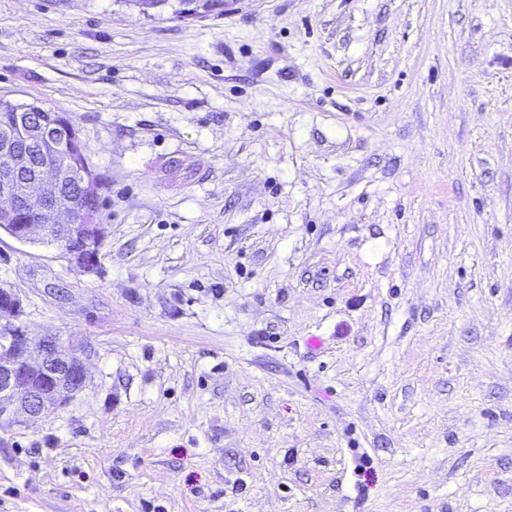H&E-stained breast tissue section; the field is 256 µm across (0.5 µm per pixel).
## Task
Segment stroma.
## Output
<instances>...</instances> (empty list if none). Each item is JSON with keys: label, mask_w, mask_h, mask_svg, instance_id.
I'll use <instances>...</instances> for the list:
<instances>
[{"label": "stroma", "mask_w": 512, "mask_h": 512, "mask_svg": "<svg viewBox=\"0 0 512 512\" xmlns=\"http://www.w3.org/2000/svg\"><path fill=\"white\" fill-rule=\"evenodd\" d=\"M0 98L108 183L96 272L0 230L88 376L0 512H512V0H0ZM33 109L39 117L47 124L58 125L57 128L74 125L72 120L61 112H55L52 109H45L34 104H13L8 101L0 102V139L2 141L6 136L13 135L16 132L14 121L15 112H25L27 109Z\"/></svg>", "instance_id": "stroma-1"}]
</instances>
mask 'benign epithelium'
<instances>
[{
	"label": "benign epithelium",
	"instance_id": "benign-epithelium-1",
	"mask_svg": "<svg viewBox=\"0 0 512 512\" xmlns=\"http://www.w3.org/2000/svg\"><path fill=\"white\" fill-rule=\"evenodd\" d=\"M35 115L27 113L24 120L32 125V132L53 142L63 154L82 141L76 128L45 129L33 125ZM10 169L0 171V214L13 216L23 203L34 198L31 189L24 191L13 182ZM81 187L98 195L101 181L97 170L89 165L75 173ZM57 179L48 168L40 169L30 183L40 192L43 205L35 224L14 225L13 238L32 240L35 229L44 232L50 241L58 244L68 262L86 272L98 266L100 248L104 239V225L93 216L62 206L52 198V181ZM21 299L13 289H0V425L18 422L21 414L48 415L67 405L86 386L87 375L80 347L65 346L57 336H46L34 341L28 336L27 326L20 321Z\"/></svg>",
	"mask_w": 512,
	"mask_h": 512
}]
</instances>
